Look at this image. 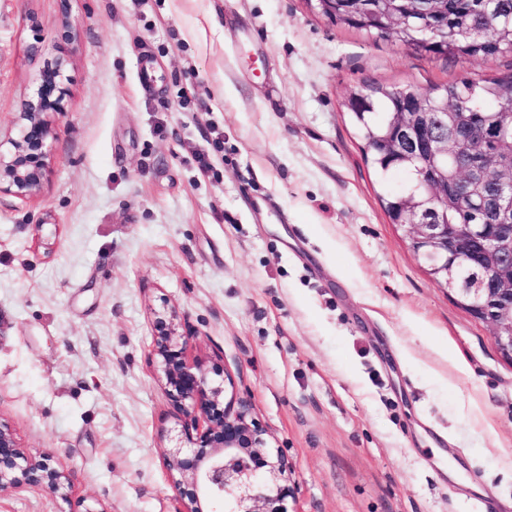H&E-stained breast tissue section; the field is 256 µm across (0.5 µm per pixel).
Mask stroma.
Returning a JSON list of instances; mask_svg holds the SVG:
<instances>
[{"label":"stroma","instance_id":"35a3bbf8","mask_svg":"<svg viewBox=\"0 0 512 512\" xmlns=\"http://www.w3.org/2000/svg\"><path fill=\"white\" fill-rule=\"evenodd\" d=\"M60 56L48 178L0 194V421L74 493L0 512H174L165 303L287 460L289 512H512V361L390 222L344 107L512 55L416 53L307 0H0L1 136Z\"/></svg>","mask_w":512,"mask_h":512}]
</instances>
